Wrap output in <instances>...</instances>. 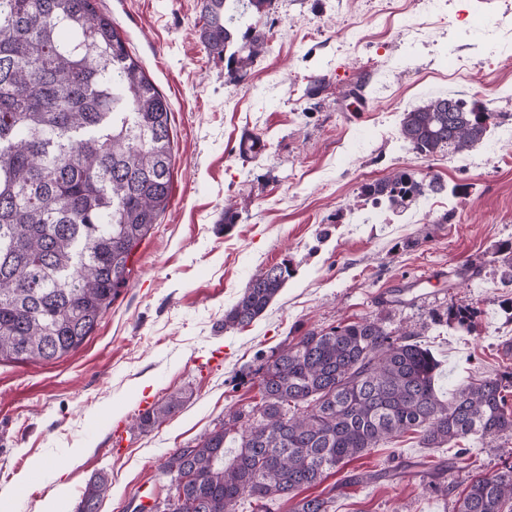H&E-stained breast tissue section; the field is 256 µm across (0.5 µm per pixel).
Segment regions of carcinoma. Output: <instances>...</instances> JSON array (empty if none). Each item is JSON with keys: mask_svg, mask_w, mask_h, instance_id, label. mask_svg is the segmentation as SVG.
Returning <instances> with one entry per match:
<instances>
[{"mask_svg": "<svg viewBox=\"0 0 512 512\" xmlns=\"http://www.w3.org/2000/svg\"><path fill=\"white\" fill-rule=\"evenodd\" d=\"M271 0H201L200 39L246 69L267 50L240 30ZM171 108L146 75L112 18L95 0H0V362L57 360L80 347L129 280L134 251L172 191ZM481 102L436 97L402 114L398 140L430 158L461 154L498 125ZM436 176L397 170L363 186L375 206L407 209L441 193ZM501 278L512 283V243L497 249ZM291 270H261L224 312V329L261 316ZM472 312L450 306L464 327ZM379 317L309 331L262 365L260 400L242 421L229 412L160 471L189 477L186 512H336L331 492L302 495L347 463L405 434L423 448L464 444L497 453L512 437L505 392L512 371L438 389L439 362ZM179 400L145 412L160 424ZM108 480H91L76 512H100ZM454 512H512V465L470 479Z\"/></svg>", "mask_w": 512, "mask_h": 512, "instance_id": "carcinoma-1", "label": "carcinoma"}]
</instances>
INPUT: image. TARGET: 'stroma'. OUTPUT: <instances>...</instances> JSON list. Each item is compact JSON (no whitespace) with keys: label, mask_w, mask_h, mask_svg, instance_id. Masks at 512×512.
Segmentation results:
<instances>
[{"label":"stroma","mask_w":512,"mask_h":512,"mask_svg":"<svg viewBox=\"0 0 512 512\" xmlns=\"http://www.w3.org/2000/svg\"><path fill=\"white\" fill-rule=\"evenodd\" d=\"M97 7L171 105L172 194L82 346L0 363V512H40L52 497L75 512L101 474L100 512L159 501L166 455L249 412L259 366L311 330L375 316L411 327L447 390L512 367V285L495 257L512 242V0H272L252 20L267 51L234 80L200 40V0ZM440 94L488 103L499 126L461 155L402 148L403 112ZM246 131L265 142L258 158L237 153ZM402 168L445 191L372 208L362 185ZM284 261L292 275L262 316L225 330L251 276ZM452 304L473 308L468 327L437 323ZM172 397L162 424L140 428V400ZM510 461L512 442L458 458L408 434L323 486L336 512H452L429 471L462 489ZM363 471L384 477L355 482Z\"/></svg>","instance_id":"35a3bbf8"}]
</instances>
